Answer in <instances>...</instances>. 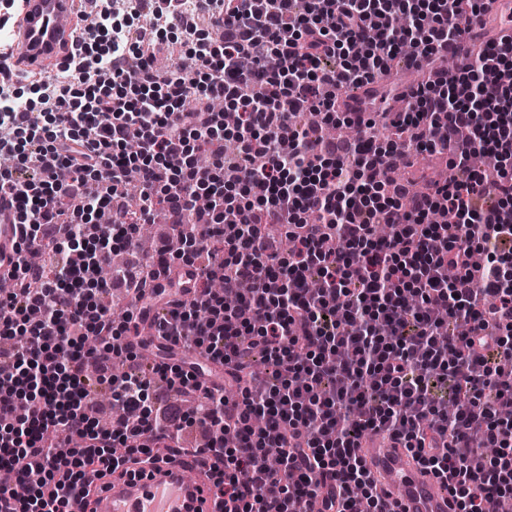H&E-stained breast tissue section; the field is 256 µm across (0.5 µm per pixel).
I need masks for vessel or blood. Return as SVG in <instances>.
<instances>
[{"mask_svg": "<svg viewBox=\"0 0 512 512\" xmlns=\"http://www.w3.org/2000/svg\"><path fill=\"white\" fill-rule=\"evenodd\" d=\"M96 0H24L23 11L14 25L22 46L19 65L38 69L64 63L76 45L78 14L96 9ZM22 243L13 213L0 208V277L12 272ZM364 459L377 490L389 497L394 512H456L448 490L423 470L400 444L387 438L362 441ZM212 459H184L149 463L144 475L113 481L101 491L95 512H220V500L205 471Z\"/></svg>", "mask_w": 512, "mask_h": 512, "instance_id": "1", "label": "vessel or blood"}]
</instances>
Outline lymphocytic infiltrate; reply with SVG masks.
<instances>
[{
  "instance_id": "f902f5d3",
  "label": "lymphocytic infiltrate",
  "mask_w": 512,
  "mask_h": 512,
  "mask_svg": "<svg viewBox=\"0 0 512 512\" xmlns=\"http://www.w3.org/2000/svg\"><path fill=\"white\" fill-rule=\"evenodd\" d=\"M484 0H156L191 68L159 69L141 54L150 33L125 40L111 9L85 30L64 75L38 82L20 112L0 83V151L28 148L0 168V199L44 262L19 258L0 296V512H72L90 496L88 472H140L164 460L187 423L174 406L167 426L152 417L144 377H113L86 336L117 341L133 318L114 319L101 297L122 286L143 293L172 259L192 268L199 292L158 328L152 374L174 391L202 392L199 420L233 430L211 440L221 460L213 484L222 512H389L358 455L383 434L449 483L457 512L512 503V36L485 42L459 71L413 85L400 111L393 90L364 111L340 113L336 93L374 84L402 46L423 63L470 37ZM139 56L136 68L100 60ZM317 113L363 135L345 156L298 121ZM396 137L380 144L377 123ZM232 138L239 192L226 196V161L214 143ZM495 154L499 176L470 167ZM444 154L451 174L426 191L381 182L414 153ZM141 203L130 210L125 177ZM165 213L191 230L179 255L157 240L150 270L103 274L138 225ZM280 225L279 247L262 233ZM379 224L392 232L380 238ZM340 238L333 251L324 243ZM223 281L221 291L208 280ZM261 352L271 371L247 363ZM237 383L232 400L206 389L207 364ZM109 386L122 406L109 429L94 418ZM83 440L61 452L57 428ZM493 447L484 455L474 433Z\"/></svg>"
}]
</instances>
